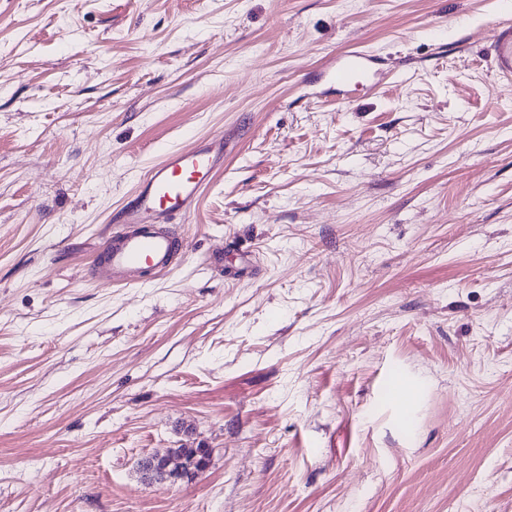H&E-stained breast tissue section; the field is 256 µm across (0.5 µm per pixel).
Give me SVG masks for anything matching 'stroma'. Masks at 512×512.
Masks as SVG:
<instances>
[{"label":"stroma","mask_w":512,"mask_h":512,"mask_svg":"<svg viewBox=\"0 0 512 512\" xmlns=\"http://www.w3.org/2000/svg\"><path fill=\"white\" fill-rule=\"evenodd\" d=\"M509 24L0 0V512H512ZM218 134L174 265L90 279L137 173ZM169 448L211 464L141 483ZM496 72L501 80L512 82V26L501 27L491 47ZM183 459L176 457L174 448L164 454L150 453L138 459L136 473L139 479L151 486H172L189 480L184 472Z\"/></svg>","instance_id":"obj_1"}]
</instances>
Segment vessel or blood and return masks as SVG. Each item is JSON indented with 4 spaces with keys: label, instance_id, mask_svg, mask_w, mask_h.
Segmentation results:
<instances>
[{
    "label": "vessel or blood",
    "instance_id": "b4317fda",
    "mask_svg": "<svg viewBox=\"0 0 512 512\" xmlns=\"http://www.w3.org/2000/svg\"><path fill=\"white\" fill-rule=\"evenodd\" d=\"M496 71L512 82V26L501 27L492 43ZM224 138L207 140L166 151L161 161L140 176L133 198L117 213L123 227L100 250L91 276L103 282H124L149 268L169 269L178 245L166 224L190 212L215 174L224 166Z\"/></svg>",
    "mask_w": 512,
    "mask_h": 512
}]
</instances>
